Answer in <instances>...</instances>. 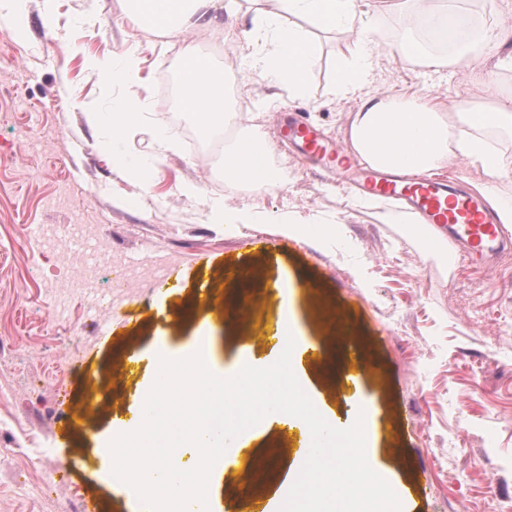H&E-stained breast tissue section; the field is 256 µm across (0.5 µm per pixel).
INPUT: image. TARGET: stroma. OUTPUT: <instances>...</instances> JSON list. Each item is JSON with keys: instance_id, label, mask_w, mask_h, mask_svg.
I'll list each match as a JSON object with an SVG mask.
<instances>
[{"instance_id": "1", "label": "stroma", "mask_w": 512, "mask_h": 512, "mask_svg": "<svg viewBox=\"0 0 512 512\" xmlns=\"http://www.w3.org/2000/svg\"><path fill=\"white\" fill-rule=\"evenodd\" d=\"M44 0H27L28 38L17 43L0 18V339L15 345L0 365V414L19 430L0 432V512H137L104 475L100 447L132 425L136 406L155 382L148 360L156 336L174 346L209 327L216 364L231 363L241 345L271 366L277 296L264 292L246 315L229 318L242 283L264 287L281 273L295 282L302 333L330 350L346 336L365 352L362 378L374 415L369 466L395 491L401 512H512V253L492 272L468 268L461 256L433 257L411 225L390 224L378 210L349 202L340 179L314 172L279 139L289 113L306 112L330 137L344 139L357 97H330L336 59L353 37L320 35L322 56L305 101L245 79L243 43L199 30L192 38L223 68L230 102L274 148L284 192L224 189L207 178L208 161L187 140L158 159L148 184L121 176L97 143L116 98L145 100L152 121L165 123L164 74L180 41L142 31L120 0H56L57 30L42 23ZM78 52H70V44ZM126 49L142 61V79L111 93L87 81L89 57ZM439 87L448 100H481L479 71L449 76L378 51L370 85L409 94ZM99 112L93 125L89 111ZM198 198L181 195L184 184ZM254 208L256 220L234 229L213 223L210 205ZM291 214L305 222H340L336 238L284 237L277 224ZM99 224L113 253L173 257L179 276L145 281L120 297L112 313L90 321L69 299L65 315L44 282H65L73 262L43 264L34 226ZM211 261L199 265L197 257ZM210 299H197L199 284ZM138 356L129 365V356ZM300 383L328 417L346 421L354 404L321 361H300ZM253 464L209 473L211 512H258L286 498L301 467L297 433L258 424ZM462 434L458 448L448 438ZM36 442L61 465L56 485L17 448Z\"/></svg>"}]
</instances>
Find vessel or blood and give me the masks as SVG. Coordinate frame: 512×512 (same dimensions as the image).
Segmentation results:
<instances>
[{
    "label": "vessel or blood",
    "instance_id": "obj_1",
    "mask_svg": "<svg viewBox=\"0 0 512 512\" xmlns=\"http://www.w3.org/2000/svg\"><path fill=\"white\" fill-rule=\"evenodd\" d=\"M287 136L296 144L299 154L320 161L331 172H357L356 187L361 193L403 201L417 215L420 227L447 230L450 239L458 242L461 256L469 266L492 270L500 255L512 249V230L497 223L479 196L462 192L449 182L356 168L342 145L325 143L300 114L289 123ZM362 356L361 350L340 340L330 352L327 367L344 381L351 400L364 408L368 400L358 368Z\"/></svg>",
    "mask_w": 512,
    "mask_h": 512
}]
</instances>
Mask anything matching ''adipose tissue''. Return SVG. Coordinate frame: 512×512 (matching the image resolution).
Segmentation results:
<instances>
[{"mask_svg": "<svg viewBox=\"0 0 512 512\" xmlns=\"http://www.w3.org/2000/svg\"><path fill=\"white\" fill-rule=\"evenodd\" d=\"M247 42V71L289 98L301 99L308 80L320 62L314 30H343L354 33L350 54L336 61L332 96H359L360 104L346 130V141L360 163L385 170L405 169L410 174H431L463 160L482 177V187L495 209L498 221L512 227V196L502 186L512 180L496 134H512V88L504 89L493 75L484 78V99H459L445 104L435 87L407 96L367 89L369 51L383 49L422 69L455 71L472 61L486 60L497 50L496 68L512 70V26L505 22L467 26L451 0H400L403 9L418 11L429 21L449 52L429 50L412 31L386 37L376 19L363 7V0H256ZM227 24L225 36H236L233 21L239 18L237 0H127V16L136 25L162 36L182 38L178 82L185 111L197 113V131L213 138L218 131L239 125L237 112L228 101L224 71L203 56L194 42L185 38L192 29L216 27L219 14ZM87 75L102 88L112 83H135L140 63L134 51L111 58H92ZM149 124L146 105L135 95L116 99L110 117V133L99 141L103 150L115 151L122 172L148 182L153 161H134L121 154L129 137ZM273 148L257 132L238 135L224 150V181L230 185H254L268 193L285 191L286 182L272 164Z\"/></svg>", "mask_w": 512, "mask_h": 512, "instance_id": "ef3b65f1", "label": "adipose tissue"}]
</instances>
